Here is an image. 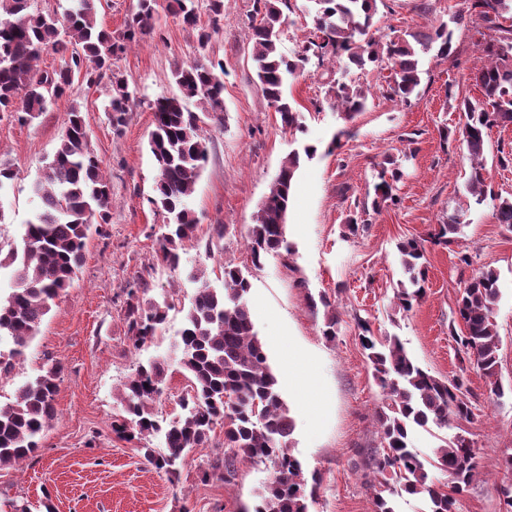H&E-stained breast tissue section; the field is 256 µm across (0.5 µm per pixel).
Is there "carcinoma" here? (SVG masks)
I'll use <instances>...</instances> for the list:
<instances>
[{
    "instance_id": "1",
    "label": "carcinoma",
    "mask_w": 512,
    "mask_h": 512,
    "mask_svg": "<svg viewBox=\"0 0 512 512\" xmlns=\"http://www.w3.org/2000/svg\"><path fill=\"white\" fill-rule=\"evenodd\" d=\"M100 0H72L64 22L34 6V0H0V112H14L30 121L46 111L48 100L59 98L82 78L87 85L108 79L110 121L119 131L127 123L132 97L124 78L112 71V57L124 52L152 30L155 0H139L138 10L126 21L121 36L96 24ZM313 25L302 49L288 58L278 49L285 12L291 0H253L250 57L263 97L280 115L284 126L302 130L300 110L284 95L290 75L304 74L315 57L325 61L342 57L363 67L387 61L391 75L387 94L404 104L421 82L418 49L437 46V55L454 56L452 30L442 22L426 34H409L385 45L369 37L377 0H310ZM167 11L192 31L206 47L218 31L223 0H210V23L200 22L195 0H169ZM457 25H469L482 52L483 65L470 72L482 99L464 98L457 104L464 122L462 143L470 161L467 192L480 205L490 192L487 182L486 136L493 127L512 126V0H463V8L450 17ZM51 50L61 55L58 67L40 70L37 61ZM172 77L180 94L163 97L153 105L154 130L148 146L158 167L155 195L150 203L167 215V232L160 242L163 264L176 268L184 240L194 236L196 219L187 201L208 158L203 120L186 108L196 98L208 115L224 111V65L212 59L197 60L174 68ZM327 95L350 119L362 111L369 91L360 85L331 79ZM317 147L306 145L282 164L250 225L246 248L252 267L263 266L271 253H291L286 221L295 175L301 159H311ZM401 172L381 171L375 185L379 203L398 201L395 183ZM33 190L40 205L27 222L21 246L0 256V270H10L11 292L0 296V346L9 345L8 358H0V377L9 376L35 337L56 300L70 288L85 259L86 238L93 224L111 218L112 192L102 164L90 147L82 112L66 114L64 131L52 159L45 165ZM495 218L512 227V198H499ZM461 230L460 218L448 216L430 234L436 245L452 244ZM406 280L397 282V299L408 311L425 295V247L417 239L398 246ZM249 270L222 267L223 287L203 281L188 307L182 309L183 328L176 349L179 365L189 379L181 398L183 415L172 421L158 417L153 403L161 394L168 364L156 359L137 366L119 395L122 412L112 421V431L128 441L163 437L164 449H145L144 456L156 469L168 474L179 470L184 458L206 447L216 426L224 428V453L208 462L224 483L236 479L239 465H265L271 480L255 495L252 508L243 512H309L317 477L307 478L301 462L285 452L294 432L290 407L282 397L276 374L268 363L264 343L255 330L248 295ZM149 283L128 291L125 310L129 344L138 349L162 335L174 304L168 297L147 298ZM499 275L480 269L465 282L456 302V318L462 334L453 335L462 354L460 374L439 378L418 365L397 336L374 335L360 324L359 340L373 366L383 395L377 422L381 447L369 459L373 473L372 512H397L395 497L403 494L426 499L427 512H456L457 496L466 492L483 464L475 442L460 430L443 440L426 460L408 446L414 427L444 429L473 420V403L464 373L475 369L485 378L489 393L505 395L499 377L500 337L494 319L499 299ZM325 307L323 335L334 339L339 319L325 298L310 300ZM61 368L47 360L40 372L20 385L14 399L0 404V470L13 468L35 452L39 438L55 416Z\"/></svg>"
}]
</instances>
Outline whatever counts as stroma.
I'll return each mask as SVG.
<instances>
[{
	"instance_id": "obj_1",
	"label": "stroma",
	"mask_w": 512,
	"mask_h": 512,
	"mask_svg": "<svg viewBox=\"0 0 512 512\" xmlns=\"http://www.w3.org/2000/svg\"><path fill=\"white\" fill-rule=\"evenodd\" d=\"M221 29L207 47L158 4L154 30L112 60L129 86L134 110L115 131L105 110L108 86L75 82L70 95L52 100L46 112L21 122L0 112V163L17 176L0 199V248L19 245L37 208L31 186L51 159L72 106L82 110L90 145L112 185L109 224L90 228L85 261L67 294L42 322L24 362L0 381V403L32 377L46 359L61 367L56 416L32 457L0 471V505L27 504L30 512H240L270 478L265 466L241 467L234 484L204 479L207 460L224 452V430L209 447L189 453L177 475L149 463L137 442L112 430L116 397L136 366L172 357L201 279L221 287V265H249L245 237L282 163L303 144L317 145L296 173L288 212L290 253H274L253 271L249 304L276 374L290 362L288 349L302 348V371L315 374L310 405L287 382L279 387L294 419L286 451L320 483L309 512H372L363 464L380 443L376 415L381 393L363 351L360 322L375 335H396L410 356L441 378L458 374L460 356L451 335L456 297L464 282L484 267L500 277L494 316L500 336L499 375L512 385V230L497 223V197L512 198V165L501 167L499 150L512 148V126L487 137L488 183L492 198L475 203L467 193L469 168L460 140L458 99H480L469 79L481 61L471 31L455 27L456 59L436 50L420 55L421 84L410 105L386 93V64L356 67L337 62L332 76L369 87L362 112L343 119L326 95L321 68L309 62L286 91L299 105L303 128L284 129L264 99L248 53L253 0H223ZM463 0H380L372 36L381 42L425 32L448 20ZM207 56L224 64L221 124L207 123L209 157L188 205L198 229L185 240L178 270L157 259L164 216L150 202L157 169L148 151L153 102L178 95L175 66ZM451 139H442V131ZM400 164L397 205L373 209L374 186L384 158ZM459 213L462 232L449 246L426 245V294L410 311L399 309L394 290L402 279L397 246L424 238L449 214ZM362 216L349 233L351 215ZM224 225L223 236L213 233ZM471 255L460 264L459 253ZM148 281L154 297L170 295L161 337L132 349L126 339L127 291ZM327 296L340 324L335 339L322 333L324 316L309 297ZM476 409L467 426L483 462L512 448V394L491 396L484 377L468 370ZM501 475H481L460 496L456 512H498Z\"/></svg>"
}]
</instances>
